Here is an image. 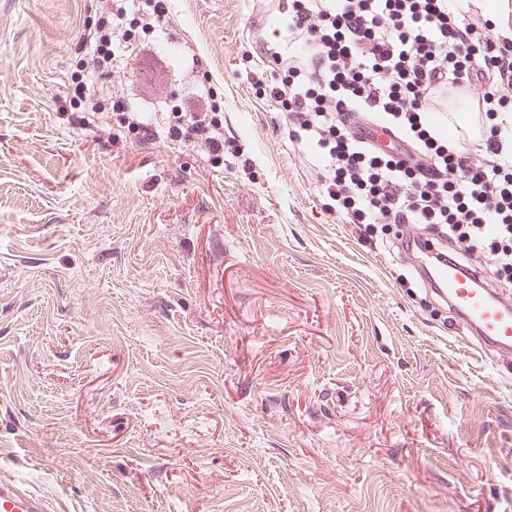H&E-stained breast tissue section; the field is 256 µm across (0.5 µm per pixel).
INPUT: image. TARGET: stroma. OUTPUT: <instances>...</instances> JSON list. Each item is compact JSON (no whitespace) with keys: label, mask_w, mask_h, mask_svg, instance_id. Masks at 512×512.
<instances>
[{"label":"stroma","mask_w":512,"mask_h":512,"mask_svg":"<svg viewBox=\"0 0 512 512\" xmlns=\"http://www.w3.org/2000/svg\"><path fill=\"white\" fill-rule=\"evenodd\" d=\"M97 78L239 154L63 119L97 0H0V477L49 512H512V360L327 212L259 94L269 0H169ZM163 137L173 143L197 146L214 158H223L224 112L209 93L198 96L189 112H175L162 130Z\"/></svg>","instance_id":"stroma-1"}]
</instances>
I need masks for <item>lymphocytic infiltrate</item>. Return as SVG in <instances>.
Segmentation results:
<instances>
[{
    "label": "lymphocytic infiltrate",
    "instance_id": "lymphocytic-infiltrate-1",
    "mask_svg": "<svg viewBox=\"0 0 512 512\" xmlns=\"http://www.w3.org/2000/svg\"><path fill=\"white\" fill-rule=\"evenodd\" d=\"M106 27L90 33L87 69L111 72L116 41L155 32L167 0H104ZM297 53L263 48L274 79L257 80L279 103L299 149L321 160L317 175L333 213L351 224H427L448 259L473 261L512 280V37L450 0H280ZM477 105L475 142L432 120L447 90ZM394 129L405 155L360 135L358 116ZM112 116L131 139L165 138L224 155V112L211 96L174 113L164 129L127 104Z\"/></svg>",
    "mask_w": 512,
    "mask_h": 512
}]
</instances>
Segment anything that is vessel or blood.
I'll return each mask as SVG.
<instances>
[{
	"mask_svg": "<svg viewBox=\"0 0 512 512\" xmlns=\"http://www.w3.org/2000/svg\"><path fill=\"white\" fill-rule=\"evenodd\" d=\"M436 246L420 251V270L435 294L448 305L481 348L512 354V304L503 300L480 274L457 262L438 259ZM0 512H48L45 500L15 481L0 478Z\"/></svg>",
	"mask_w": 512,
	"mask_h": 512,
	"instance_id": "vessel-or-blood-1",
	"label": "vessel or blood"
}]
</instances>
